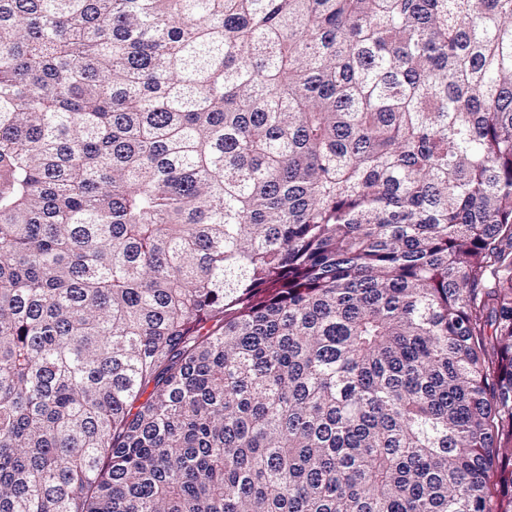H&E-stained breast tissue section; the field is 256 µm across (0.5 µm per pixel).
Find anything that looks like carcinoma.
<instances>
[{"mask_svg":"<svg viewBox=\"0 0 512 512\" xmlns=\"http://www.w3.org/2000/svg\"><path fill=\"white\" fill-rule=\"evenodd\" d=\"M0 512H512V0H0Z\"/></svg>","mask_w":512,"mask_h":512,"instance_id":"cac0c4a2","label":"carcinoma"}]
</instances>
